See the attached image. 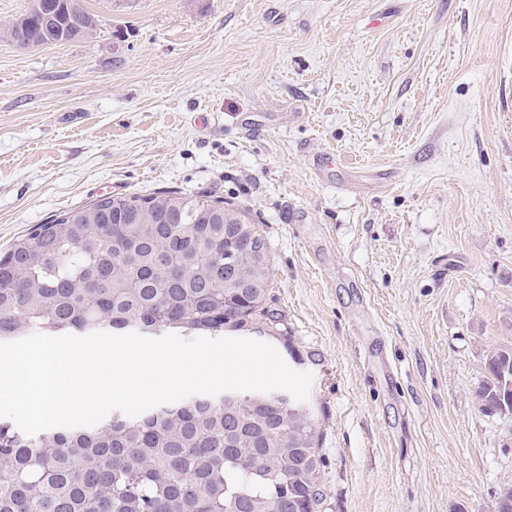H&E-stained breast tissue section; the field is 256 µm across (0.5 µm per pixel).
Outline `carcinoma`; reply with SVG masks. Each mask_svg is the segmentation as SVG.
<instances>
[{
	"label": "carcinoma",
	"mask_w": 512,
	"mask_h": 512,
	"mask_svg": "<svg viewBox=\"0 0 512 512\" xmlns=\"http://www.w3.org/2000/svg\"><path fill=\"white\" fill-rule=\"evenodd\" d=\"M49 37L30 7L31 46L83 39L95 27L80 0H51ZM202 196L104 194L36 225L0 255V342L34 332L184 335L244 332L260 303L224 281V216ZM230 238L237 267L266 283L265 244L250 224ZM484 405L512 412V347L494 350ZM315 423L297 401L226 391L138 417L27 436L0 420V512H311L319 459Z\"/></svg>",
	"instance_id": "obj_1"
}]
</instances>
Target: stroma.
<instances>
[{
    "label": "stroma",
    "instance_id": "obj_1",
    "mask_svg": "<svg viewBox=\"0 0 512 512\" xmlns=\"http://www.w3.org/2000/svg\"><path fill=\"white\" fill-rule=\"evenodd\" d=\"M0 31V254L98 196L179 192L266 245L273 346L313 376L316 512H492L512 413V0H80ZM36 1L33 0L32 6L22 13V15H28L29 21L23 31L19 34L31 47L45 45L52 42H67L75 39H83L87 37L96 28V20L94 15L87 11L79 0H50L54 3L56 11V17L59 24L58 32L51 38L48 35V31L44 25V18L42 13L35 10ZM73 16L78 18L77 28H68L70 19ZM95 27V28H94ZM94 28V29H93ZM89 30L90 32H86ZM25 45V42L18 41V45L22 48L29 47ZM489 378L479 390L484 405L501 412H512V347L494 350L488 359Z\"/></svg>",
    "mask_w": 512,
    "mask_h": 512
}]
</instances>
